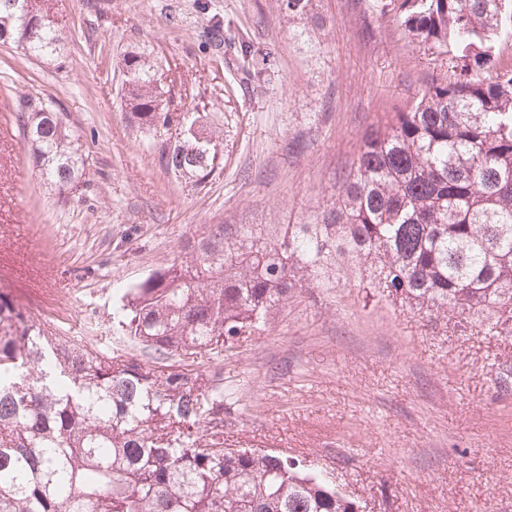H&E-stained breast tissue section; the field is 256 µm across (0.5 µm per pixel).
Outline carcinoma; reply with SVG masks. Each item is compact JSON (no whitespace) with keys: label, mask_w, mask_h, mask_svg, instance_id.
Here are the masks:
<instances>
[{"label":"carcinoma","mask_w":512,"mask_h":512,"mask_svg":"<svg viewBox=\"0 0 512 512\" xmlns=\"http://www.w3.org/2000/svg\"><path fill=\"white\" fill-rule=\"evenodd\" d=\"M408 35L452 55L364 139L352 176L312 224H209L174 261L127 289L129 336L161 354L215 350L265 323L298 283L333 288L347 264L428 320L460 312L512 336V70L490 74L512 39V0H388ZM59 54L51 0H0V34ZM161 65L120 61L121 102L138 127L180 121ZM29 157L59 193L86 158L60 112L27 116ZM213 132L161 142L174 176L204 181ZM0 512H364L323 471L291 457L224 447V394L192 370L146 367L80 345L0 293Z\"/></svg>","instance_id":"1"}]
</instances>
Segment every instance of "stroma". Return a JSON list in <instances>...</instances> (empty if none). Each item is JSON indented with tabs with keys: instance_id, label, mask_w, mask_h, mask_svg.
<instances>
[{
	"instance_id": "35a3bbf8",
	"label": "stroma",
	"mask_w": 512,
	"mask_h": 512,
	"mask_svg": "<svg viewBox=\"0 0 512 512\" xmlns=\"http://www.w3.org/2000/svg\"><path fill=\"white\" fill-rule=\"evenodd\" d=\"M63 46H0V293L89 347L206 375L224 438L323 466L367 512H512L511 340L452 313L422 320L357 271L295 290L263 330L157 357L114 312L207 224H308L370 131L453 62L381 0H52ZM147 47L177 104L220 136L201 183L161 166L121 105L119 62ZM53 101L86 157L73 192L30 169L24 120ZM28 224L32 238L16 227Z\"/></svg>"
}]
</instances>
